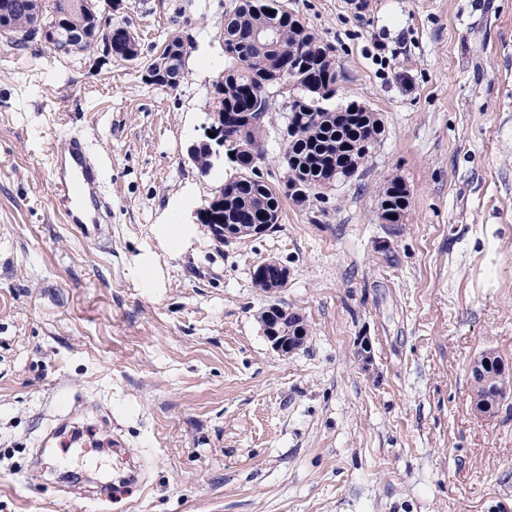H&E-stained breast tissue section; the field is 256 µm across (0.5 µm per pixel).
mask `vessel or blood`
<instances>
[{"instance_id":"obj_1","label":"vessel or blood","mask_w":512,"mask_h":512,"mask_svg":"<svg viewBox=\"0 0 512 512\" xmlns=\"http://www.w3.org/2000/svg\"><path fill=\"white\" fill-rule=\"evenodd\" d=\"M107 163L90 150L78 134L66 137L62 146L50 152V172L55 196L64 201L65 223L75 225L81 237L99 241L112 222V196L105 189ZM75 416L66 408L46 422L41 447H56L58 439L70 431Z\"/></svg>"}]
</instances>
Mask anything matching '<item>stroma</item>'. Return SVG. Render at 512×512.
I'll return each instance as SVG.
<instances>
[{
    "instance_id": "35a3bbf8",
    "label": "stroma",
    "mask_w": 512,
    "mask_h": 512,
    "mask_svg": "<svg viewBox=\"0 0 512 512\" xmlns=\"http://www.w3.org/2000/svg\"><path fill=\"white\" fill-rule=\"evenodd\" d=\"M232 0H124L143 51L196 19L177 90L139 65L56 60L0 45V512H512V392L482 413L470 367L512 363V0H280L334 48L336 101L385 131L355 177L269 233L221 244L205 225L180 254L156 226L205 208L237 166L202 172L219 34ZM286 100L274 96L264 179ZM80 132L108 162L112 237L63 221L46 148ZM409 205L380 218L389 181ZM158 281L135 275L143 254ZM290 271L271 295L253 272ZM303 315L288 358L259 316ZM368 337L370 364L356 354ZM110 409L48 467L37 441L59 395ZM121 436L144 486L101 499Z\"/></svg>"
}]
</instances>
